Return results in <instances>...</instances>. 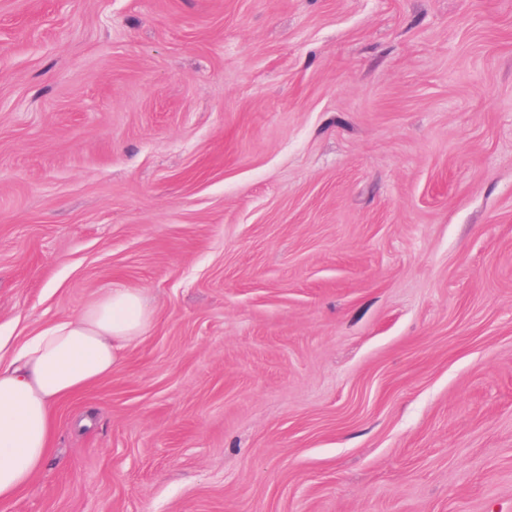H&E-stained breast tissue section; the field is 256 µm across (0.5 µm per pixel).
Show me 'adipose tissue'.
<instances>
[{"label": "adipose tissue", "mask_w": 512, "mask_h": 512, "mask_svg": "<svg viewBox=\"0 0 512 512\" xmlns=\"http://www.w3.org/2000/svg\"><path fill=\"white\" fill-rule=\"evenodd\" d=\"M149 324L140 291L114 288L0 361V502L15 498L48 457L54 405L110 376Z\"/></svg>", "instance_id": "obj_1"}]
</instances>
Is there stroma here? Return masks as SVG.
<instances>
[{
	"instance_id": "obj_1",
	"label": "stroma",
	"mask_w": 512,
	"mask_h": 512,
	"mask_svg": "<svg viewBox=\"0 0 512 512\" xmlns=\"http://www.w3.org/2000/svg\"><path fill=\"white\" fill-rule=\"evenodd\" d=\"M112 288L0 512H512V0H0V358Z\"/></svg>"
}]
</instances>
